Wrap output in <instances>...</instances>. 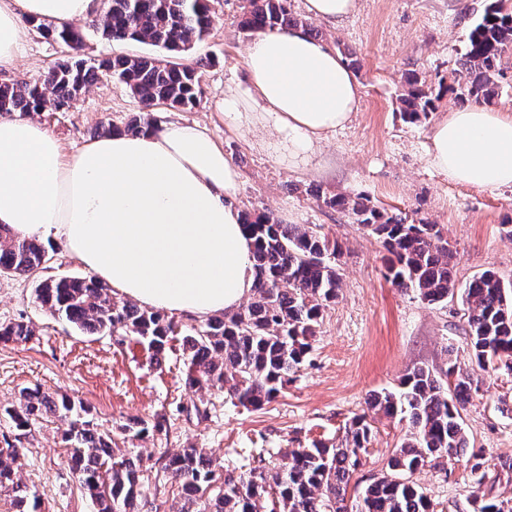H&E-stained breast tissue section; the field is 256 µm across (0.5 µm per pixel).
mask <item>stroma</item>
<instances>
[{
  "label": "stroma",
  "instance_id": "1",
  "mask_svg": "<svg viewBox=\"0 0 512 512\" xmlns=\"http://www.w3.org/2000/svg\"><path fill=\"white\" fill-rule=\"evenodd\" d=\"M245 3L213 0L217 23L210 36L180 58L200 69L198 104L161 106L154 117L160 127L196 123L212 133L240 172V211L306 224L341 244L342 288L324 312L309 358L270 404L246 409L214 390L206 395L208 418L190 421L184 410L199 395L184 385L181 347L168 351L162 366L152 365L137 341L118 345L107 336L80 333L35 304L30 280L0 274V323L23 321L35 331L27 342H0V404L36 386L82 400L99 429L114 434L128 419L151 423L162 417L163 432L126 439V447L145 458L162 448L195 446L234 469L247 448L283 452L319 441L340 443L351 419L366 412L370 394L398 390L413 367L437 369L454 354L478 383L461 412L467 446L441 466L416 471L413 479L433 512H475L482 500L512 505V373L471 362L460 299L430 306L393 286L375 237L322 202L335 194L364 197L410 221L440 225L455 256L458 283L486 269L512 280V238L504 231L512 222V188L490 192L455 184L427 162L432 128L455 108L453 96L442 97L418 124L403 121L397 101L407 71L429 85L453 82L467 42L461 18L479 15L484 0H358L355 13L338 27L312 21L321 41L357 56L362 98L352 122L297 165L284 158L275 134L227 130L217 111L226 87L247 82L250 39L239 27ZM108 7L109 0H96L92 18L79 23L85 58L154 54L152 46L103 37L94 22ZM64 53L63 45L28 29L14 66L0 70V82L38 81ZM141 110L123 84L104 75L67 110H47L36 119L70 155ZM375 426L352 476L362 486L379 476L408 429L407 421L396 418H378ZM24 446L19 476L40 499L41 512H96L69 473L72 445L59 421L36 424Z\"/></svg>",
  "mask_w": 512,
  "mask_h": 512
}]
</instances>
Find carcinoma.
Segmentation results:
<instances>
[{
	"instance_id": "cac0c4a2",
	"label": "carcinoma",
	"mask_w": 512,
	"mask_h": 512,
	"mask_svg": "<svg viewBox=\"0 0 512 512\" xmlns=\"http://www.w3.org/2000/svg\"><path fill=\"white\" fill-rule=\"evenodd\" d=\"M102 35L132 40L167 52L114 55L89 65L79 57L82 34L68 24L32 19L42 35L65 45L68 58L49 67L42 82L15 80L0 84V114L62 110L93 84L104 70L124 84L147 111L127 125V132L153 127L149 111L158 105L191 108L200 93V75L178 62L203 42L215 21L212 0H110ZM300 27L314 29L291 12L288 0H246L241 29L249 34ZM512 0H486L471 24L458 78L452 85L428 86L410 73L400 95V115L421 123L435 103L449 93L461 105L489 103L499 95L512 68ZM326 206L343 213L375 236L387 252L386 277L412 290L429 305L454 297V255L437 224L409 223L369 201L336 196ZM253 239L251 263L256 285L247 305L232 314L215 315L188 329L162 310L112 296L93 277H46L35 284L37 303L52 315L90 335H108L122 345L135 338L147 346L158 366L169 342L180 341L184 384L198 391H225L245 408L274 401L307 359L319 333L323 313L342 288L341 245L305 224H280L265 213L242 216ZM43 244L16 237L0 225V273L35 278L44 268ZM468 339L478 366L512 372V281L492 270L473 277L465 288ZM24 323L0 324V342L32 339ZM474 379L453 361L439 373L416 367L398 392L372 394L368 412L354 417L344 443H315L284 453H258L247 467L223 471L203 448L161 449L145 464L138 454L115 456L114 440L98 432L87 409L67 397L38 388L23 389L18 401L0 406L11 431L0 435V492L12 495L18 512H39L37 498L17 477L22 439L43 418L67 424L65 438L74 444L69 471L97 512H157L155 499L169 486L180 489L183 503L172 512H431V503L413 474L434 461L443 462L466 447L459 407L470 398ZM408 419L409 429L388 457L385 470L363 490L348 496L353 473L374 434L377 416ZM154 475L153 495L145 492L144 473Z\"/></svg>"
}]
</instances>
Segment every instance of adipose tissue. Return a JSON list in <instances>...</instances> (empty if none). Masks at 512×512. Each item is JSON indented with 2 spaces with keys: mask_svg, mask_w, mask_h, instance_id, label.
<instances>
[{
  "mask_svg": "<svg viewBox=\"0 0 512 512\" xmlns=\"http://www.w3.org/2000/svg\"><path fill=\"white\" fill-rule=\"evenodd\" d=\"M93 9L94 0H0V67L19 54L21 17L72 22ZM245 66L248 86L227 87L218 105L225 126L273 129L295 162L359 109L353 71L303 29L255 37ZM428 157L451 182L512 187V114L452 109L434 126ZM239 180L195 124L115 132L68 156L38 122L0 117V224L43 243L63 237L115 295L145 307L207 318L236 311L252 294L253 241L235 205Z\"/></svg>",
  "mask_w": 512,
  "mask_h": 512,
  "instance_id": "obj_1",
  "label": "adipose tissue"
}]
</instances>
